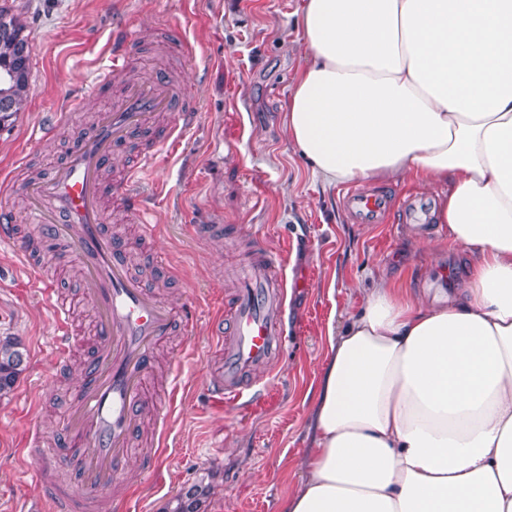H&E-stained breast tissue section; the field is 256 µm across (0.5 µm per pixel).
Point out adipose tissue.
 <instances>
[{
    "label": "adipose tissue",
    "mask_w": 512,
    "mask_h": 512,
    "mask_svg": "<svg viewBox=\"0 0 512 512\" xmlns=\"http://www.w3.org/2000/svg\"><path fill=\"white\" fill-rule=\"evenodd\" d=\"M288 133L331 183L447 188L460 291L380 276L329 332L287 512H512V0H304Z\"/></svg>",
    "instance_id": "1"
}]
</instances>
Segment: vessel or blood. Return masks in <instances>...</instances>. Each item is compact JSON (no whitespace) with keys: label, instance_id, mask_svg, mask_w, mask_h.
<instances>
[{"label":"vessel or blood","instance_id":"vessel-or-blood-1","mask_svg":"<svg viewBox=\"0 0 512 512\" xmlns=\"http://www.w3.org/2000/svg\"><path fill=\"white\" fill-rule=\"evenodd\" d=\"M110 55L111 79L120 82L121 93L98 111L91 131L48 173L25 179L13 175L0 187L2 197H24L26 222L41 225L46 237L66 243L81 266L95 311L97 352L83 370L81 397L68 417L67 445L53 451L70 468L75 487L47 486L55 512H88L98 492L125 470L155 352L175 327L188 332L194 325L192 310L174 311L132 271L130 245L107 230L104 207L113 193L136 209L141 174L182 132L176 123L158 132L157 121L167 113L190 111L192 95L188 86L157 76L127 78L125 71L136 57L133 42ZM139 138L147 144L133 154L122 180L106 184L103 172L113 153ZM345 202L357 223L377 224L394 199L381 191L351 188ZM0 241L15 244L18 252L26 250L13 212L3 205ZM287 266L286 254H274L259 243L237 269L225 312L212 322L218 353L206 391L214 406L265 402L267 384L256 373L271 371L285 342ZM44 300L59 319L58 358L66 360L72 351L70 309L52 293H45Z\"/></svg>","mask_w":512,"mask_h":512}]
</instances>
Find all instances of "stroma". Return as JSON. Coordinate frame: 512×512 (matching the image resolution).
Here are the masks:
<instances>
[{"instance_id": "obj_1", "label": "stroma", "mask_w": 512, "mask_h": 512, "mask_svg": "<svg viewBox=\"0 0 512 512\" xmlns=\"http://www.w3.org/2000/svg\"><path fill=\"white\" fill-rule=\"evenodd\" d=\"M304 0H9L30 40L29 91L20 112L0 125V176L26 166L39 174L60 160L96 111L119 88L92 94L109 63L113 41L133 35L140 52L135 78L167 74L197 90L195 110L179 143L161 151L149 174L142 207L159 234L143 246L134 213L108 196L112 225L137 252L133 271L174 308L195 307L191 333L175 332L155 354L135 450L127 469L100 493L91 512H174L179 496L201 488L200 512H283L297 465L310 446V412L326 354L328 329H343L365 303L380 272L409 274L412 287L434 295L460 287L468 258L448 240L447 228L410 227L401 200L437 198L435 188L397 177L382 187L394 195L380 224L352 223L342 186L326 185L300 156L285 124L288 96L305 60L297 26ZM180 32L197 50L166 55L164 29ZM73 95L84 109L40 139L49 112ZM195 224L236 226L234 237L202 241ZM443 246L428 254L418 239ZM288 252V273L302 284L287 313L288 351L257 409L213 407L204 390L213 360V316L230 294L229 271L239 265L249 238ZM165 264H157L154 253ZM45 280L71 309L75 344L59 364L55 322L32 288L10 244H0V340L20 341L25 369L0 398V512H53L43 481L71 482L60 459L39 462L24 454L53 447L65 433L81 391L83 366L97 348L94 312L70 255L49 257ZM171 411L159 439L157 406ZM155 454L157 472L143 474L140 458Z\"/></svg>"}]
</instances>
